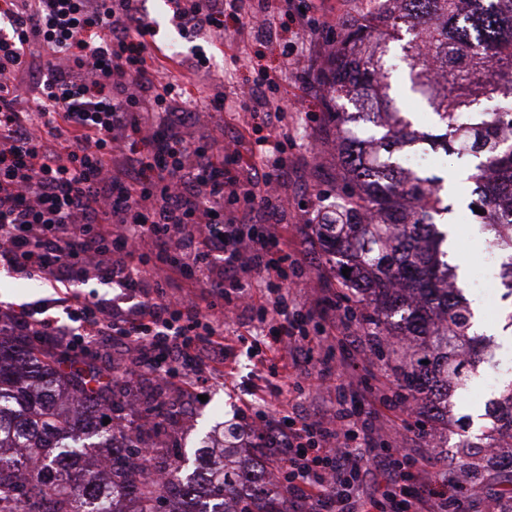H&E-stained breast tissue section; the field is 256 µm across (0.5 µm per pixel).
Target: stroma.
Instances as JSON below:
<instances>
[{
    "label": "stroma",
    "instance_id": "35a3bbf8",
    "mask_svg": "<svg viewBox=\"0 0 512 512\" xmlns=\"http://www.w3.org/2000/svg\"><path fill=\"white\" fill-rule=\"evenodd\" d=\"M237 18H225L223 31L201 28L183 34L173 15L168 0H134L137 11L156 24L155 40L169 45L179 40L180 64L177 75L184 83L183 99L198 98L200 91H223L225 97L234 98L237 89L275 78L279 94L291 108L288 112V206L274 211L248 210L231 206L224 211L228 224H249L263 228L267 224L287 225L295 241L294 258L305 266H313L312 276L293 284L291 295L298 302H306L320 289L335 288L336 265L329 260L320 246L314 230L321 223L328 207L335 202L339 171L336 130L326 118L330 97L318 74L329 56L327 22L356 15L368 8V0H294V6L308 11L318 20L319 28L300 30L294 16L272 7V0H236ZM255 14L265 15L269 22L268 32L256 28L238 31L237 22ZM302 55L304 68L291 71L286 66L289 52ZM207 57L205 65H198V57ZM390 69V94L397 106L414 117L417 126L430 128L434 116L425 102L409 89L408 65L398 43L388 45ZM248 111L254 112L255 120L242 125L234 113H213L208 127L224 131L237 139L242 149H249L252 142L264 139L269 126L263 116L264 105L251 101ZM451 212L442 215L441 223L452 230L448 241V261L459 266L463 275L488 280L499 278L496 268L479 267L475 257L486 253L490 236L481 225L475 224L468 208L470 196L452 193L448 196ZM50 288L45 282L15 279L0 270V305L24 308L38 299L48 297ZM472 309L482 318V334L486 346L478 373L466 390L457 392L451 400L447 419L423 422L415 418L402 422L397 411L388 409L381 400L359 403L347 400V407L360 415H373L377 430L385 441L399 438L413 448L424 465L440 467L448 456L454 455L460 434L476 436L487 422V403L499 397L503 383L512 380V335L505 334L503 327L512 303L489 301L484 295L467 293ZM314 360L308 367L309 391L303 402L307 412L329 408L336 403L338 367L344 357L351 356L360 364L359 373L370 384L391 387L393 378L383 362L378 361L370 350L358 324L337 316L336 327L330 336L316 338L313 342ZM232 362L233 375L214 382L206 388V400H199L197 393L187 392L176 385H163L152 376L141 373L131 377L136 397L125 408L127 420L139 421L149 416L175 450V460L182 474L194 472L198 449L205 434L223 424L240 425L238 408L241 392L238 384L259 370H267L268 361L251 355L248 344L235 343ZM497 370L498 383L486 386L485 375Z\"/></svg>",
    "mask_w": 512,
    "mask_h": 512
}]
</instances>
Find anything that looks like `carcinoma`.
I'll use <instances>...</instances> for the list:
<instances>
[{
	"label": "carcinoma",
	"instance_id": "1",
	"mask_svg": "<svg viewBox=\"0 0 512 512\" xmlns=\"http://www.w3.org/2000/svg\"><path fill=\"white\" fill-rule=\"evenodd\" d=\"M376 8L336 45L322 80L332 91L327 112L343 144V198L317 225L323 251L340 270L348 312L390 365L400 392L420 402L424 420L448 414L451 392L477 372V356L459 354L479 341L457 267L448 263L435 217L449 211L443 178L404 172L395 154L429 147L478 160L467 176L477 223L503 256L501 276L512 298V109L490 112L484 101L512 100V0H374ZM401 42L410 90L435 116L433 130L398 111L385 75L388 44ZM365 98L368 112H348L340 99ZM497 169L503 181L487 180ZM133 387L64 370L56 356L30 348L24 336L0 335V512H180L198 490L207 512H289L288 499L266 490L262 472L243 492L224 470V430L213 431L202 471L160 484L149 457L169 454L160 432L125 435L112 418ZM477 441L459 439L461 465L488 468L484 448L512 432V383L490 402ZM111 422L103 424V419Z\"/></svg>",
	"mask_w": 512,
	"mask_h": 512
}]
</instances>
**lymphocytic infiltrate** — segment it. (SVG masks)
<instances>
[{
  "label": "lymphocytic infiltrate",
  "mask_w": 512,
  "mask_h": 512,
  "mask_svg": "<svg viewBox=\"0 0 512 512\" xmlns=\"http://www.w3.org/2000/svg\"><path fill=\"white\" fill-rule=\"evenodd\" d=\"M6 9L13 34L0 37V269L41 279L57 294L21 312L1 308L0 331L30 337L73 370L108 336L134 367L191 390L205 382L201 368L221 372L233 355L213 314L258 299L251 345L276 363L264 387L243 384L242 416L296 512L501 507L496 486L482 482L456 497L458 464L432 471L398 446L386 456L382 496L364 497L374 426L342 407L321 420L301 412L310 360L297 354V339L310 320L329 333L336 309L324 297L291 300L303 268L277 260L293 249L285 230L271 224L246 235L222 220L238 200L279 208L287 160L275 157L259 178L241 181L224 175L240 159L233 145L216 137L193 146L195 114L174 111L177 84L148 70L154 24L132 0H7ZM174 13L185 32L224 25L223 0H177ZM26 73L41 77L30 102L16 83ZM245 256L258 276L241 287ZM91 278L112 295L77 292ZM204 283V304L187 298ZM52 309L65 324L54 323Z\"/></svg>",
  "instance_id": "lymphocytic-infiltrate-1"
}]
</instances>
